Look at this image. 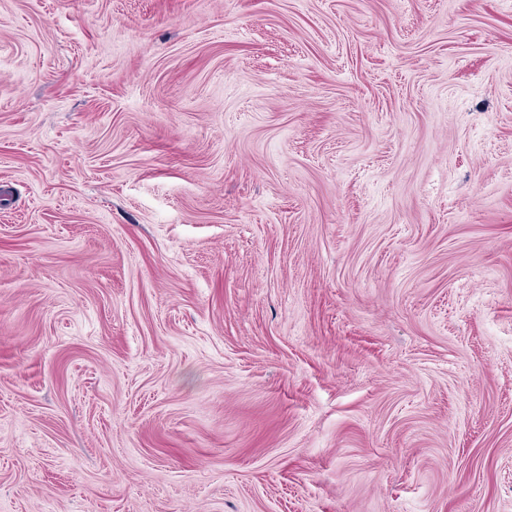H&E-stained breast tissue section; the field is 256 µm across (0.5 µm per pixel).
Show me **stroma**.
Segmentation results:
<instances>
[{
  "label": "stroma",
  "instance_id": "stroma-1",
  "mask_svg": "<svg viewBox=\"0 0 512 512\" xmlns=\"http://www.w3.org/2000/svg\"><path fill=\"white\" fill-rule=\"evenodd\" d=\"M0 512H512V0H0Z\"/></svg>",
  "mask_w": 512,
  "mask_h": 512
}]
</instances>
